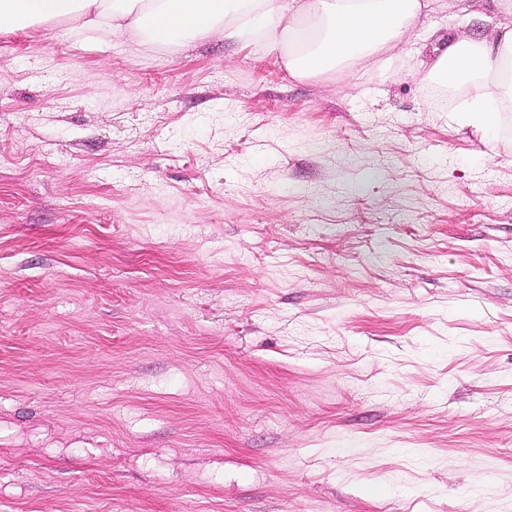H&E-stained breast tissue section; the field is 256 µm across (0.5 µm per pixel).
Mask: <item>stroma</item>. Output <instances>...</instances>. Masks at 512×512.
<instances>
[{
    "label": "stroma",
    "instance_id": "35a3bbf8",
    "mask_svg": "<svg viewBox=\"0 0 512 512\" xmlns=\"http://www.w3.org/2000/svg\"><path fill=\"white\" fill-rule=\"evenodd\" d=\"M216 39L0 32V512H512V112Z\"/></svg>",
    "mask_w": 512,
    "mask_h": 512
}]
</instances>
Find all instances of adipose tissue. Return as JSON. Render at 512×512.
<instances>
[{
  "label": "adipose tissue",
  "mask_w": 512,
  "mask_h": 512,
  "mask_svg": "<svg viewBox=\"0 0 512 512\" xmlns=\"http://www.w3.org/2000/svg\"><path fill=\"white\" fill-rule=\"evenodd\" d=\"M493 3L503 17L497 31L442 37L426 72L437 86L470 88L460 117L490 132L512 105V0ZM431 7V0H0V31L64 20L80 32L176 50L217 37L276 55L299 81L338 73L352 81Z\"/></svg>",
  "instance_id": "adipose-tissue-1"
}]
</instances>
